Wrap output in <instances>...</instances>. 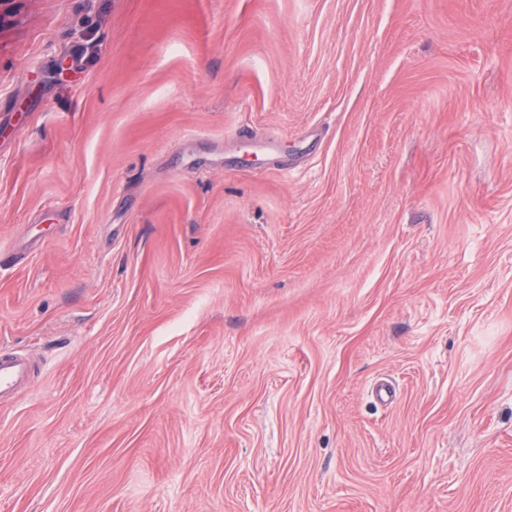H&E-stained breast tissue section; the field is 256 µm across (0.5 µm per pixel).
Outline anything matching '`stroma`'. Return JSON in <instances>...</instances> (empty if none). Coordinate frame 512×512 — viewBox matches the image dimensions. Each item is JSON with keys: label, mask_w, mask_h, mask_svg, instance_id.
Returning a JSON list of instances; mask_svg holds the SVG:
<instances>
[{"label": "stroma", "mask_w": 512, "mask_h": 512, "mask_svg": "<svg viewBox=\"0 0 512 512\" xmlns=\"http://www.w3.org/2000/svg\"><path fill=\"white\" fill-rule=\"evenodd\" d=\"M0 253V512H512V0H21ZM28 373L27 358L12 352L0 354V398L11 399Z\"/></svg>", "instance_id": "35a3bbf8"}]
</instances>
